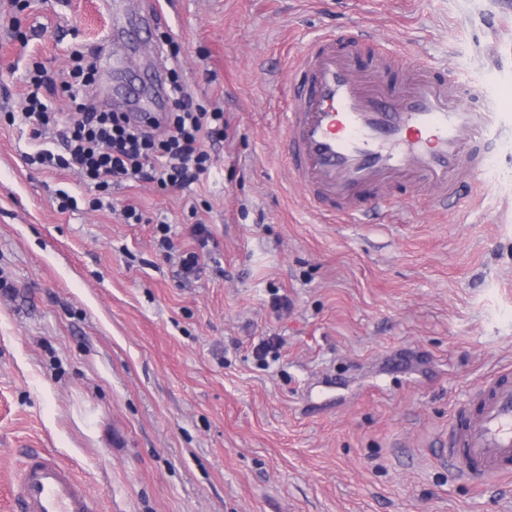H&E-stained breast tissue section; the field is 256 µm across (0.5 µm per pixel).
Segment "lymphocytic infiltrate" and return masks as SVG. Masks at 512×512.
I'll use <instances>...</instances> for the list:
<instances>
[{
	"instance_id": "1",
	"label": "lymphocytic infiltrate",
	"mask_w": 512,
	"mask_h": 512,
	"mask_svg": "<svg viewBox=\"0 0 512 512\" xmlns=\"http://www.w3.org/2000/svg\"><path fill=\"white\" fill-rule=\"evenodd\" d=\"M98 68L93 57L77 51L66 83L68 109L54 112L41 99L42 91H55L47 70L30 78L22 117L39 128L64 125V150L41 148L31 162L52 170L77 169L98 195L91 207H101L100 192L110 184L129 181L151 183L158 189L182 194L190 191L213 166L212 151L223 142L227 121L221 108L196 103L176 69H168V111L138 121L130 112L89 110L80 95L95 83Z\"/></svg>"
}]
</instances>
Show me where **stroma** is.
<instances>
[{
  "instance_id": "obj_1",
  "label": "stroma",
  "mask_w": 512,
  "mask_h": 512,
  "mask_svg": "<svg viewBox=\"0 0 512 512\" xmlns=\"http://www.w3.org/2000/svg\"><path fill=\"white\" fill-rule=\"evenodd\" d=\"M0 0V512L28 455L72 466L97 512H512V477L448 464V422L512 367V0ZM140 28L112 41L115 26ZM361 26L503 116L479 181L440 204L394 185V209L339 223L309 206L279 131L288 52ZM197 102L228 121L215 166L181 196L29 164L20 112L36 67L68 78L100 49L115 86L152 72L156 31ZM78 201L61 211L59 191ZM135 203L144 221L126 223ZM210 257L184 278L153 227ZM273 339L266 359L259 341Z\"/></svg>"
}]
</instances>
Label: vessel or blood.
Returning <instances> with one entry per match:
<instances>
[{
    "label": "vessel or blood",
    "mask_w": 512,
    "mask_h": 512,
    "mask_svg": "<svg viewBox=\"0 0 512 512\" xmlns=\"http://www.w3.org/2000/svg\"><path fill=\"white\" fill-rule=\"evenodd\" d=\"M363 30L315 36L289 67L283 119L290 172L316 209L358 217L391 196L398 179L447 197L460 176L477 177L496 117L470 105L474 92L426 65L378 68L400 80L373 81L354 49ZM455 472L480 484L512 475V371L498 373L460 408L448 435ZM21 512H94L72 469L37 454L14 490Z\"/></svg>",
    "instance_id": "1"
}]
</instances>
